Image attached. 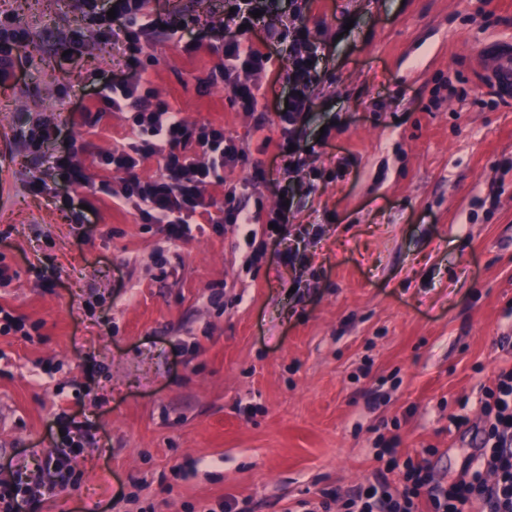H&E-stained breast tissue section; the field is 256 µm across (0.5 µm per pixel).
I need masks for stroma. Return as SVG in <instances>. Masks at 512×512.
I'll use <instances>...</instances> for the list:
<instances>
[{"instance_id": "35a3bbf8", "label": "stroma", "mask_w": 512, "mask_h": 512, "mask_svg": "<svg viewBox=\"0 0 512 512\" xmlns=\"http://www.w3.org/2000/svg\"><path fill=\"white\" fill-rule=\"evenodd\" d=\"M206 37H155L140 75L186 122L244 140L270 170L256 236L189 220L187 240L99 192L127 111L83 124L104 78L131 76L110 38L67 0H0L32 35L0 81V481L81 432L82 462L36 512H345L381 476L429 459L455 479L481 421V387L512 365V99L477 73L481 43L512 37V0H313L318 45L308 151L279 166L276 125L208 81L224 0H170ZM280 39L263 78L268 111L290 93ZM76 40L71 60L54 46ZM62 120L97 210L79 237L24 130ZM335 179L320 178L329 156ZM293 189L278 239L264 235ZM299 249L306 261L279 265ZM464 415L457 426L450 415Z\"/></svg>"}]
</instances>
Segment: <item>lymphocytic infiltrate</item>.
Wrapping results in <instances>:
<instances>
[{"label": "lymphocytic infiltrate", "mask_w": 512, "mask_h": 512, "mask_svg": "<svg viewBox=\"0 0 512 512\" xmlns=\"http://www.w3.org/2000/svg\"><path fill=\"white\" fill-rule=\"evenodd\" d=\"M224 5L233 11V26L245 25L252 31L261 19L302 12L299 0H224ZM70 7L89 27L120 42L126 65L134 68L140 66L145 46L157 34L180 39L193 32L191 19L169 9L167 0H70ZM312 44V33L296 28L286 58L292 93L287 109L277 118L280 148L286 151L292 168L299 165L305 150L295 128L312 104L316 70ZM220 53L219 74L232 102L242 111H257L262 88L259 77L272 59L271 52L231 33L224 37ZM104 88L110 107L133 109L134 118L130 141L114 146L105 158L106 165L118 174L121 187L116 190L104 183L101 191L131 206L145 223L165 225L171 238H184L190 231L189 217L207 206L204 192L213 178L246 163L242 141L209 123L188 124L169 103L152 101L150 89L140 79H109ZM200 153L205 156L201 162L196 159ZM152 156L159 160V173L139 178L136 167ZM53 166L57 180L51 185L39 184L38 192L73 205L70 191L84 182L79 161L64 153L54 158ZM266 180L259 170L249 179L225 184L224 223L245 227L253 223L244 200L255 195ZM480 404V438L465 460L462 477L441 481L427 460L410 461L401 488L357 494L350 498L348 512H512V367L500 369L491 383L483 386ZM77 467L78 455L71 448L42 459L41 470L54 472L55 481L36 484L22 473L15 483L1 484L0 512H30L37 497L66 489Z\"/></svg>", "instance_id": "1"}]
</instances>
